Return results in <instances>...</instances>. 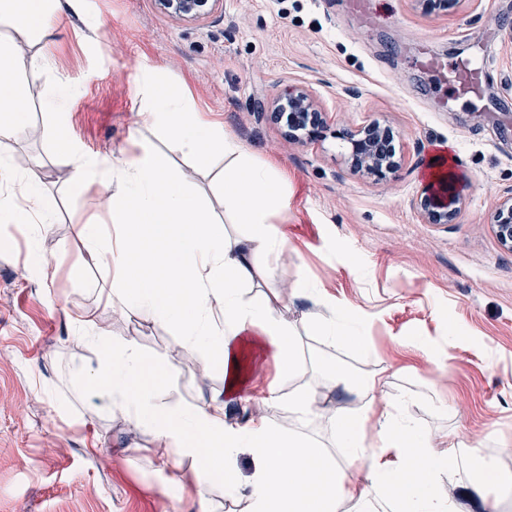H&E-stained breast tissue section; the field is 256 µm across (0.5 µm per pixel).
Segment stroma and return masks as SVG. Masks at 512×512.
<instances>
[{
	"label": "stroma",
	"mask_w": 512,
	"mask_h": 512,
	"mask_svg": "<svg viewBox=\"0 0 512 512\" xmlns=\"http://www.w3.org/2000/svg\"><path fill=\"white\" fill-rule=\"evenodd\" d=\"M370 26L349 0H222L214 14L178 22L155 0H82L56 25L52 66L28 89L23 135L0 144L18 175L37 172L52 215L39 234L0 235V512H247L248 500L206 482L191 459L159 465L162 445L77 381L98 354L79 326L93 312L100 329L144 352L167 354L175 336L162 321L113 313L103 292L110 267L94 262L73 232L90 208L106 209L99 187L77 192L58 158L41 104L67 76L71 136L115 159L135 142L179 156L140 123L142 69L183 88L199 111L223 123L255 159L288 174V254L273 289L298 321L347 304L365 322L366 349L332 346L301 330V382L317 388L322 365L379 378L378 409L400 404L420 429L492 449L497 474L512 478V252L498 243L492 215L512 193V139L500 138L498 108L512 112V0H450L425 11L418 0H368ZM488 49L485 98L453 100L418 52L453 60ZM310 91L330 128L323 138L288 140L269 104ZM376 120L390 126L402 156L383 180L352 172L340 130ZM448 155V190L462 196L456 223H424L414 206L437 148ZM316 291L295 296L298 278ZM173 394L191 406L223 392L224 375L204 360L176 361ZM274 361L224 401L227 424L266 412ZM477 460L460 451L455 478L440 474L459 512H512V499L474 493Z\"/></svg>",
	"instance_id": "obj_1"
}]
</instances>
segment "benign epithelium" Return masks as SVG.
Listing matches in <instances>:
<instances>
[{"label":"benign epithelium","mask_w":512,"mask_h":512,"mask_svg":"<svg viewBox=\"0 0 512 512\" xmlns=\"http://www.w3.org/2000/svg\"><path fill=\"white\" fill-rule=\"evenodd\" d=\"M221 0H155L157 8L171 19L193 22L208 18L217 10ZM276 119L285 116V135L297 142L321 138L328 128L326 114L321 112L313 97L304 89L286 94L273 101ZM337 137L347 143L345 162L357 173L384 179L396 172L401 164L394 145L391 127L371 121L355 130H343ZM422 220L427 224H453L458 218L462 199L448 196L445 179L437 187L423 192L414 202ZM495 235L504 248L512 252V194L503 197L492 217Z\"/></svg>","instance_id":"7a95c632"}]
</instances>
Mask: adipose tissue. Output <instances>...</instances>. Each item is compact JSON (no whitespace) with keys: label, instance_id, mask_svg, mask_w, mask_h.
Returning <instances> with one entry per match:
<instances>
[{"label":"adipose tissue","instance_id":"obj_1","mask_svg":"<svg viewBox=\"0 0 512 512\" xmlns=\"http://www.w3.org/2000/svg\"><path fill=\"white\" fill-rule=\"evenodd\" d=\"M78 5L79 0H0V143L23 134L27 114L20 104L27 87L49 66L56 21ZM139 84L143 120L162 140L200 166L223 158V212L147 144H137L118 166L85 151L70 136L54 99L45 102L53 113L48 135L71 166L76 190L96 183L112 191L109 218L122 235L121 249L113 250L103 238L98 213H90L77 233L93 259L115 269L118 286L108 296L113 312L136 309L168 324L176 350L202 356L223 372L224 396L189 408L166 400L173 382L167 357L146 355L101 331L92 338L98 361L81 384L83 393L150 429L171 459L203 461L208 480L222 482L227 494H246L249 512H336L343 500L352 502L354 512H458L454 498L437 493L431 478L453 471L460 443L440 454L435 436L399 407L376 412L377 378L334 367L321 393L298 386L303 359L295 326L273 302L247 297V289L272 275L260 257L288 249L283 226L291 204L284 173L255 160L222 124L197 112L181 89L153 70H142ZM42 196L40 181L31 180L26 205L0 206V222L49 223ZM228 214L241 224L240 232L226 231ZM311 326L331 345L365 343L362 320L346 304ZM269 358L281 378L296 383L286 394L279 386L268 388L269 404L287 415L288 425H273L261 413L244 426L226 424L224 397L238 395ZM339 390L354 395L358 406L328 409ZM317 419L332 433L340 458L326 455L301 432V425ZM244 453L253 462L246 484L237 466ZM362 467L367 475L360 484L353 472Z\"/></svg>","mask_w":512,"mask_h":512}]
</instances>
